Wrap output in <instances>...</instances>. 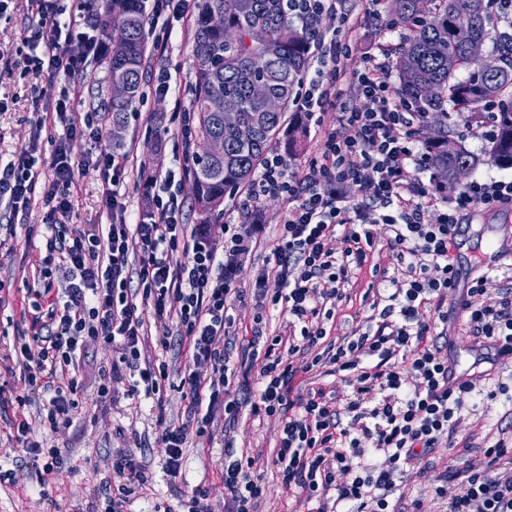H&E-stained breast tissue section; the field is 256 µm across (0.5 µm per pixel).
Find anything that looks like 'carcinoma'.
Wrapping results in <instances>:
<instances>
[{
  "label": "carcinoma",
  "mask_w": 512,
  "mask_h": 512,
  "mask_svg": "<svg viewBox=\"0 0 512 512\" xmlns=\"http://www.w3.org/2000/svg\"><path fill=\"white\" fill-rule=\"evenodd\" d=\"M491 0H390L401 38L392 49L401 96L434 119L427 141L438 183L455 184L454 172L474 168L478 159L460 141L448 138V112L473 119L488 100L501 101L498 136L488 160L512 168V33L496 34ZM101 36L110 49L100 61L106 73V120L112 146L123 147L130 112L141 96L146 63L145 31L149 18L144 0H101ZM492 40L490 57L497 68L488 74L472 58L470 42ZM306 29L288 19L283 0H200L194 18L193 114L191 140L194 202L200 224H215L224 198L251 183L270 147L288 137V153L304 147V130L290 123L295 112V86L312 58ZM467 72L461 77V72ZM263 83L280 101L272 111L255 97L251 83ZM116 84L126 94L116 96ZM434 86L436 95L427 94ZM213 98L238 115L241 134L224 142V154L211 151L224 136V116L208 110Z\"/></svg>",
  "instance_id": "obj_1"
}]
</instances>
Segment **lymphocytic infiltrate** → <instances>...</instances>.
<instances>
[{"label": "lymphocytic infiltrate", "mask_w": 512, "mask_h": 512, "mask_svg": "<svg viewBox=\"0 0 512 512\" xmlns=\"http://www.w3.org/2000/svg\"><path fill=\"white\" fill-rule=\"evenodd\" d=\"M286 5L290 18L313 26L317 49L296 109L310 118L330 107L339 111L338 127L304 169L289 173L283 155L269 154L249 188V198L278 194L287 201L267 259L277 287L268 291L260 279L255 294L280 306L289 334L264 335L257 322L242 343L229 340V301L237 293L229 269L248 251L247 225H225L224 246L215 248L206 227L179 223L173 195L156 196L150 218L129 221L119 189L124 157L95 158L108 183L103 205L111 224L61 234L73 209L71 188L86 164L74 147L105 132L96 112L87 113L83 125L71 123L63 97L49 116L38 118L28 146L0 163V203L7 211L22 215L37 201L46 210L45 255L28 290L29 339L14 355L1 354L0 368L20 356L30 383L51 391L46 419L54 429L70 423L79 408L82 386L71 369L91 341L117 356L99 377L100 401L111 399L112 379L123 368L135 377L132 393L161 398L169 373L148 356L144 313L152 311L161 329L176 326L189 351L180 386L191 401V416L182 425L164 426L160 435L169 476L179 475L190 438H212L213 408L234 417L246 407L254 416L279 419L272 464L282 487L300 489L306 500L317 502L316 512H389L395 473L453 438L476 389L472 383L449 389L448 355L432 341L433 323L425 318L426 310L441 311L449 290L458 286L449 236L475 207L511 205L512 179L474 181L456 195H442L430 153L417 139L424 117L393 92L386 64L372 53L363 69L349 73L340 67L352 33L344 0ZM28 12L27 63L49 79H75L103 54L97 12L86 0H76L69 10L60 0H28ZM345 76L364 101L360 110H350L344 99L339 82ZM44 137L53 153L42 173L34 167V154ZM351 183L362 189L360 202L346 196ZM376 224L383 226L389 248L408 258L407 274L380 310L376 330L327 340L318 320L332 317L346 300L353 270L374 250ZM336 238L342 250L332 247ZM471 292H492L496 299L480 307L463 303L470 335L512 355V289L495 288L491 277L481 276ZM235 351L242 360H260L256 389L235 390ZM357 352L370 356V363L359 365ZM297 353L305 356L298 364ZM321 366L334 376L350 372L349 392L320 387L292 400L299 375ZM9 426L11 441L41 457L45 474L62 471L60 449L37 438L25 416L15 415ZM261 461L225 448L220 482L231 496L230 512H256L265 494L257 472ZM466 484L465 493L454 497L435 488L446 512H512V472H470ZM112 485L108 499L92 494L91 512H112L140 497L148 477L120 450L112 457Z\"/></svg>", "instance_id": "obj_1"}]
</instances>
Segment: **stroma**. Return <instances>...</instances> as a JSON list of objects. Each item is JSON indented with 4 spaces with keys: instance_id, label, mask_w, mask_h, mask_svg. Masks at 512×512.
I'll return each mask as SVG.
<instances>
[{
    "instance_id": "stroma-1",
    "label": "stroma",
    "mask_w": 512,
    "mask_h": 512,
    "mask_svg": "<svg viewBox=\"0 0 512 512\" xmlns=\"http://www.w3.org/2000/svg\"><path fill=\"white\" fill-rule=\"evenodd\" d=\"M345 8L351 16L354 31L351 51L342 64L350 70L363 68L364 54L374 43L387 46L399 40L398 33L386 30L390 19L388 10L375 16L363 12L359 0H346ZM26 0H8L6 11L0 12V49L7 51L9 60L0 61V160H10L15 151L27 146L33 127L46 105L54 103L64 80L50 81L47 74L31 70L26 65L28 48L23 43L27 23ZM148 63L143 93L129 116L123 151L128 157V169L121 186L131 215H139L149 195L158 193L157 182L166 172H177L171 190L181 204L179 220L196 224L190 176L181 175L185 163V142L181 125L185 112L191 111L193 95V33L174 29L172 34L156 30L148 34ZM166 72L177 81L175 91L160 94L155 90L158 73ZM105 72L98 63H90L77 83L81 97L71 105L70 117L76 125H83L86 113L103 111L107 102L100 90ZM106 185L101 171L95 165L84 167L74 190V208L65 224L73 230L87 224H106L110 217L101 203ZM287 208L284 198L267 195L261 197L251 220L252 248L240 257L233 271V284L241 288L243 297L233 303L229 314L233 320L232 333L243 336L250 331L256 317H263L268 335L286 331V316L263 312L253 292L258 278L267 270V259L280 233L281 218ZM46 222V210L34 204L20 216L12 229L0 228V282L9 290V304L0 311V348L13 345L18 336L29 328L27 288L35 268L44 255V241L40 235ZM512 225V206L481 208L464 217L456 238L455 253L459 257L460 281L450 291L444 304L448 312V360L463 368L472 367L471 353L474 343L465 330V314L461 303L472 282L481 275L473 255L486 240L497 237L504 225ZM379 246L370 256L368 264L358 270L348 285L350 298L343 302L329 321L331 336H351L368 331L374 311L363 300L368 285L379 288L381 296L392 293L391 278L402 277L406 267L386 246V235H379ZM386 268L388 280L372 277L373 267ZM150 357L168 366L170 386L162 400L129 393L132 383L129 375L113 379L112 399L97 400L94 390L98 372L110 368V351L89 345L88 357L82 361L77 375L85 383L80 397L82 411L71 426L50 429L40 417L47 397L43 390L32 387L22 365L12 371L0 373V387L6 392L26 397L24 413L39 435L60 448L67 462L61 475H44L43 461L35 455L19 452L0 460V467L13 470L15 482L0 488V512H31L34 503H41L44 512H85L91 492L107 493L112 482V454L125 449L145 466L152 481L149 490L127 512H154L156 504L176 505L181 494L202 488L208 490L207 505L212 512H227V498L220 487L218 475L224 464V448L233 444L237 453L262 455L273 458L276 452L278 422L259 419L242 413L238 419H229L223 411H216L214 438L208 446H201L198 438H190L185 461L178 477L167 476L162 468L163 448L159 443L161 424L185 422L189 401L182 394L180 374L188 360L186 345L178 336L168 338L167 345H151ZM512 378V370L503 368L483 383L482 394L474 395L462 412V421L456 430L457 438H471L468 448L445 447L435 449L429 458L407 467L398 475L397 485L412 496L421 498L424 512H435L433 490L447 485L450 493H461L465 482H445L443 475L448 466L458 469L504 471L507 460L491 463L481 445L494 442L500 433H512V399L500 395L487 399L488 390L497 382ZM263 483L265 496L257 505V512H310L312 505L300 490H285L275 468H265Z\"/></svg>"
}]
</instances>
